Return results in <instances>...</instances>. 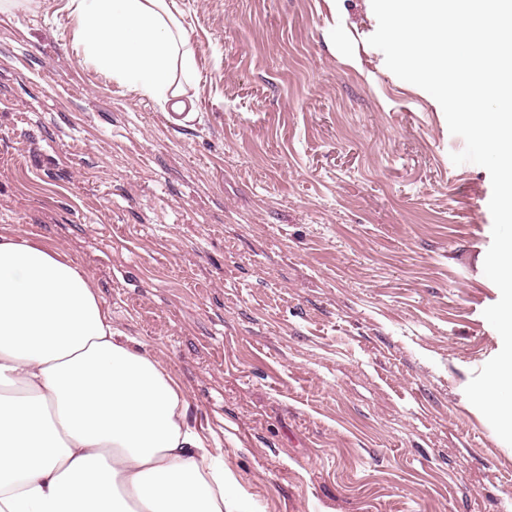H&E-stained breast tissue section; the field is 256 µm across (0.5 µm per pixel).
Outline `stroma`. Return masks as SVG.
I'll return each instance as SVG.
<instances>
[{
    "label": "stroma",
    "instance_id": "1",
    "mask_svg": "<svg viewBox=\"0 0 512 512\" xmlns=\"http://www.w3.org/2000/svg\"><path fill=\"white\" fill-rule=\"evenodd\" d=\"M177 2L180 126L68 0L0 13V233L79 265L251 512H512V446L464 392L502 347L489 172L369 45L371 0Z\"/></svg>",
    "mask_w": 512,
    "mask_h": 512
}]
</instances>
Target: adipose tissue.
Wrapping results in <instances>:
<instances>
[{
  "label": "adipose tissue",
  "mask_w": 512,
  "mask_h": 512,
  "mask_svg": "<svg viewBox=\"0 0 512 512\" xmlns=\"http://www.w3.org/2000/svg\"><path fill=\"white\" fill-rule=\"evenodd\" d=\"M86 55L186 108L197 69L177 0H69ZM133 346L68 256L0 234V512H245L220 438Z\"/></svg>",
  "instance_id": "ef3b65f1"
}]
</instances>
